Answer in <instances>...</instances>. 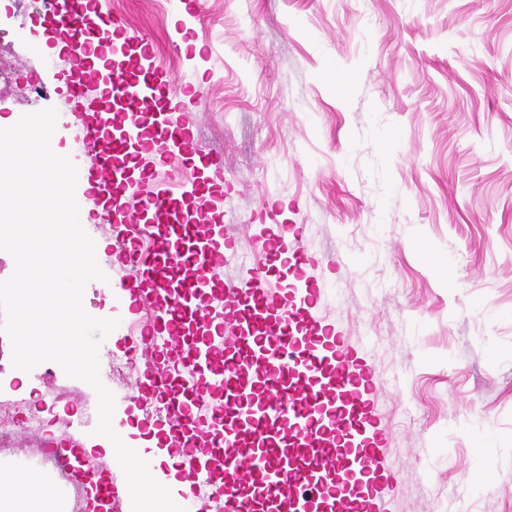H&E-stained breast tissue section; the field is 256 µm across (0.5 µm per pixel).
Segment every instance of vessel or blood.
I'll use <instances>...</instances> for the list:
<instances>
[{
	"label": "vessel or blood",
	"instance_id": "1",
	"mask_svg": "<svg viewBox=\"0 0 512 512\" xmlns=\"http://www.w3.org/2000/svg\"><path fill=\"white\" fill-rule=\"evenodd\" d=\"M38 20L44 33L68 35L60 52L73 63L69 95L83 100L101 89L115 103L112 115L97 108L79 121L96 154L94 196L129 268L119 283L123 308L134 314L144 300L154 305L137 342L154 360L138 388L166 409L170 454L197 475L224 466L282 512H324L329 503L334 512H375L384 441L372 408L375 366L318 316L314 278L296 286L289 304L270 278L295 263L313 265L301 236L288 243L256 235L265 268L224 287L220 272L239 242L211 222L222 184L198 174L217 160L197 142L188 103L172 94L153 44L100 0H42ZM157 102L158 118L146 122L144 109ZM176 161L179 179L160 176L159 165ZM217 389L225 403L207 404L204 392ZM340 448L358 463L368 488L362 498L344 497L330 477ZM54 452L74 482L95 481L96 512H110L118 490L107 467L87 468L68 437L55 440Z\"/></svg>",
	"mask_w": 512,
	"mask_h": 512
}]
</instances>
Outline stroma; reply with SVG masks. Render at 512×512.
Wrapping results in <instances>:
<instances>
[{"label":"stroma","mask_w":512,"mask_h":512,"mask_svg":"<svg viewBox=\"0 0 512 512\" xmlns=\"http://www.w3.org/2000/svg\"><path fill=\"white\" fill-rule=\"evenodd\" d=\"M152 41L180 88L200 89L199 143L223 158L225 234L251 246L269 223L301 225L326 283L320 310L367 347L394 476L380 512H504L512 504V0H101ZM35 0H0V119L56 109L55 139L86 177L71 66L46 38ZM348 74L338 94L331 71ZM84 229L107 247L83 306L118 319L99 349L112 421L149 428L136 382L152 362L118 368L132 339L107 283L126 266L97 201ZM448 259L440 273L433 259ZM14 368L0 333V414H39L41 429L0 451V471L40 469L42 440L72 437L92 464H119L95 435L97 395L45 362ZM137 431V432H138Z\"/></svg>","instance_id":"stroma-1"}]
</instances>
